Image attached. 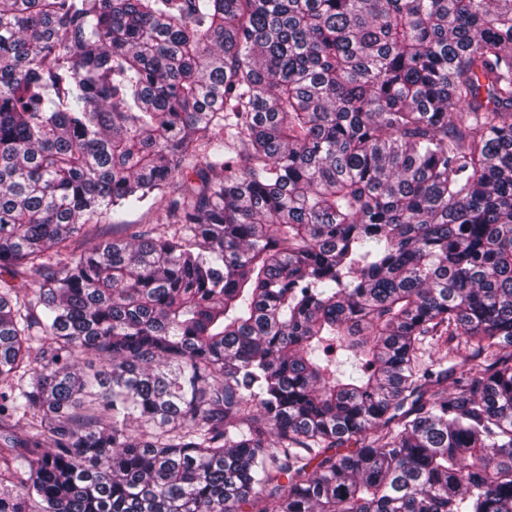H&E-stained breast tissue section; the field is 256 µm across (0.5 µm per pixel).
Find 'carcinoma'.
Listing matches in <instances>:
<instances>
[{"label":"carcinoma","instance_id":"obj_1","mask_svg":"<svg viewBox=\"0 0 512 512\" xmlns=\"http://www.w3.org/2000/svg\"><path fill=\"white\" fill-rule=\"evenodd\" d=\"M506 344L512 0H0V512H512Z\"/></svg>","mask_w":512,"mask_h":512}]
</instances>
